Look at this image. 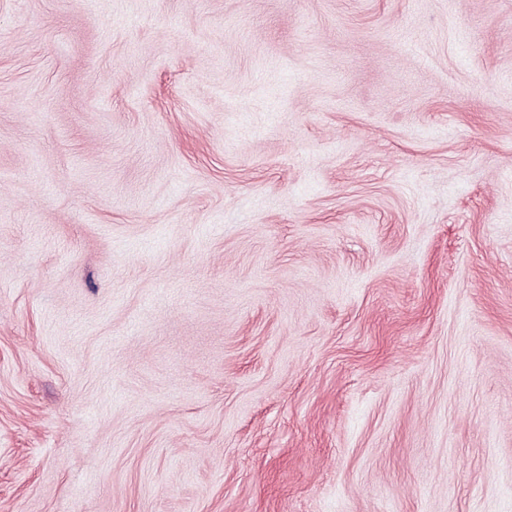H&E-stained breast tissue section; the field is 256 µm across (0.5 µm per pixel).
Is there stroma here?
<instances>
[{
    "label": "stroma",
    "instance_id": "1",
    "mask_svg": "<svg viewBox=\"0 0 512 512\" xmlns=\"http://www.w3.org/2000/svg\"><path fill=\"white\" fill-rule=\"evenodd\" d=\"M0 512H512V0H0Z\"/></svg>",
    "mask_w": 512,
    "mask_h": 512
}]
</instances>
